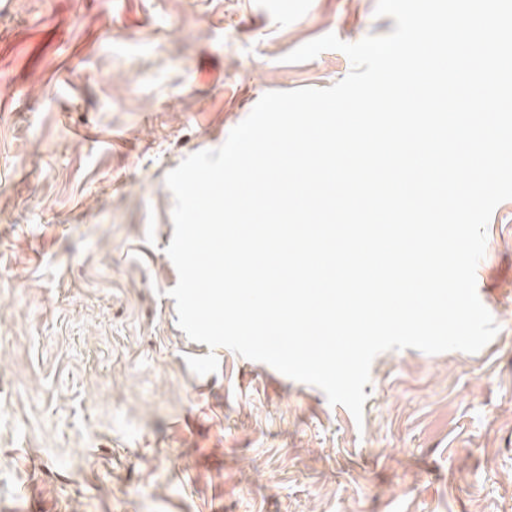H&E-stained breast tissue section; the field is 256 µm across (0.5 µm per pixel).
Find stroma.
I'll return each instance as SVG.
<instances>
[{
	"mask_svg": "<svg viewBox=\"0 0 512 512\" xmlns=\"http://www.w3.org/2000/svg\"><path fill=\"white\" fill-rule=\"evenodd\" d=\"M376 0H0V512H512V200L479 352L376 356L362 421L177 324L167 173L351 70ZM215 354L216 373L190 356Z\"/></svg>",
	"mask_w": 512,
	"mask_h": 512,
	"instance_id": "1",
	"label": "stroma"
}]
</instances>
